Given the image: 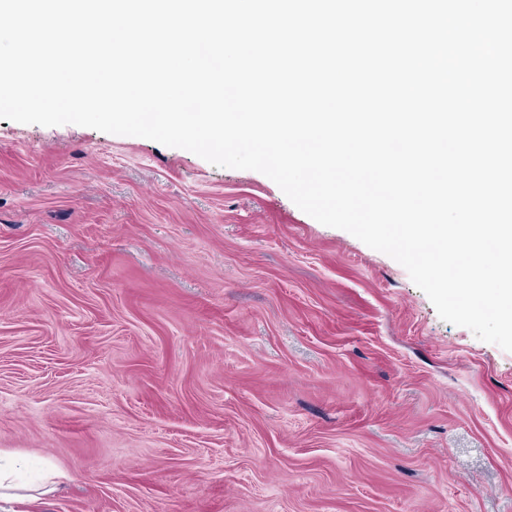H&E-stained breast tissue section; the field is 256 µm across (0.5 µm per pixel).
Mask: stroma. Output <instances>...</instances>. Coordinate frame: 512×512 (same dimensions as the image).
<instances>
[{"mask_svg": "<svg viewBox=\"0 0 512 512\" xmlns=\"http://www.w3.org/2000/svg\"><path fill=\"white\" fill-rule=\"evenodd\" d=\"M46 512H512V352L267 176L0 120V452Z\"/></svg>", "mask_w": 512, "mask_h": 512, "instance_id": "35a3bbf8", "label": "stroma"}]
</instances>
